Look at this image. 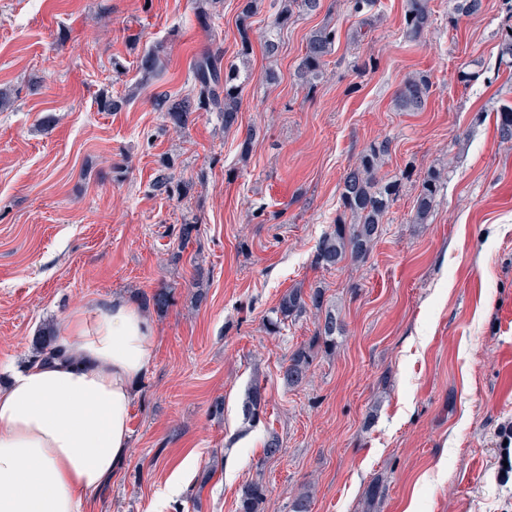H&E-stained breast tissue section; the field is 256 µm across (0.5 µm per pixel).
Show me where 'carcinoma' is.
Instances as JSON below:
<instances>
[{
    "mask_svg": "<svg viewBox=\"0 0 512 512\" xmlns=\"http://www.w3.org/2000/svg\"><path fill=\"white\" fill-rule=\"evenodd\" d=\"M254 0H246L238 27L240 49L238 55L245 60L252 51V28L248 19ZM277 7V25L288 23L294 13L317 11L320 0H274ZM432 12L429 0H406L404 12V34L417 40L430 28ZM337 30L330 23L315 29L306 39L304 53L298 63L296 76L302 85L313 89L324 76L327 58L333 53ZM165 70V47L161 43L144 50L138 61V80L125 97L115 99L102 96L98 100L99 110L118 111L129 101L135 90L159 79ZM195 80L198 84L197 99L174 100L166 92H158L152 98L153 108L165 114L176 128H183L190 114L202 110L217 112L230 130L238 124L242 107V89L238 84L239 68L230 64L221 67L219 57L210 55L198 59L194 64ZM432 85L421 73L409 75L396 97V105L403 112H420L427 103ZM497 130L502 140L512 141V106H503L497 111ZM391 151V141L385 139L374 143L363 151L353 166L343 175L340 187L341 212L320 239L312 264L323 270H341L347 265L363 260L379 236L381 224L390 208L398 200L400 183L382 174L385 158ZM447 179L444 168H431L422 179L414 199L413 223H428L440 190ZM153 186L167 194L185 193V185H173V177L166 170H159ZM324 288L316 286L304 290L291 288L285 292L272 317L267 319V328L273 333L281 330L286 322H293L309 311L317 316V326L308 341L296 346L288 355L282 379L288 388L301 386L308 377L318 351L332 353L337 339L344 336L346 325L341 312L325 305ZM56 334L44 328L33 340L34 358L50 359L60 354L55 345ZM263 388L258 383L251 385L244 404L245 420L251 424L261 421L265 410ZM267 487L261 481L245 486L238 503V512H264Z\"/></svg>",
    "mask_w": 512,
    "mask_h": 512,
    "instance_id": "carcinoma-1",
    "label": "carcinoma"
}]
</instances>
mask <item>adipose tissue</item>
<instances>
[{
    "instance_id": "adipose-tissue-1",
    "label": "adipose tissue",
    "mask_w": 512,
    "mask_h": 512,
    "mask_svg": "<svg viewBox=\"0 0 512 512\" xmlns=\"http://www.w3.org/2000/svg\"><path fill=\"white\" fill-rule=\"evenodd\" d=\"M154 337L139 308L115 299L65 314L62 357L12 371L0 389V512H82L112 478Z\"/></svg>"
}]
</instances>
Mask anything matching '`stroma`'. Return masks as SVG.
<instances>
[{"label": "stroma", "mask_w": 512, "mask_h": 512, "mask_svg": "<svg viewBox=\"0 0 512 512\" xmlns=\"http://www.w3.org/2000/svg\"><path fill=\"white\" fill-rule=\"evenodd\" d=\"M256 6L237 126L201 111L176 129L154 94L195 96L201 56L237 61L243 0L203 12L195 0H0V87L13 99L0 111V365L30 362L33 337L74 308L120 298L153 322L128 457L83 512H236L255 480L268 488L266 512H288L306 484L311 512H363L375 481L386 488L376 512H512L499 461L512 426V141L496 129L497 110L512 106V67L498 57L512 24L503 0L472 16L431 0L433 24L415 41L405 0H377L370 29L346 0H322L289 21L274 60L263 51L272 0ZM327 22L336 45L309 89L295 69ZM158 42L166 70L136 87L137 56ZM474 60L479 77L461 82ZM415 72L432 82L427 106L399 111ZM131 89L122 110L99 111V93ZM385 139L383 172L404 182L378 241L343 270L315 268L343 174ZM164 166L187 194L153 189ZM433 166L448 178L416 224ZM191 219L199 234L180 245ZM198 265L209 273L201 303ZM315 285L347 334L290 389L281 368L316 316L277 334L265 320L288 289ZM161 288L173 294L162 313L150 301ZM255 382L266 410L253 426L243 405ZM272 430L282 448L268 458ZM447 179L445 168H430L422 179L414 199L413 223H428L440 190Z\"/></svg>", "instance_id": "35a3bbf8"}]
</instances>
